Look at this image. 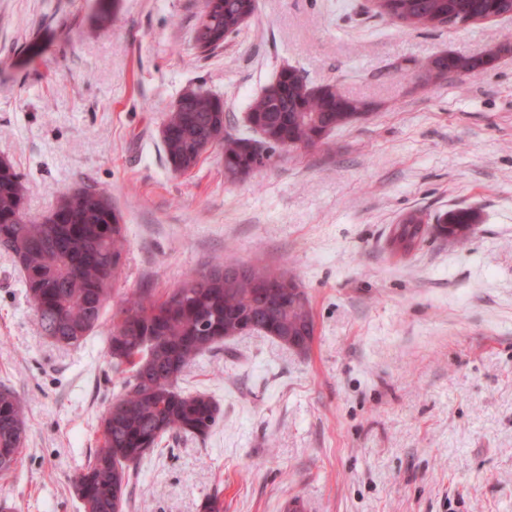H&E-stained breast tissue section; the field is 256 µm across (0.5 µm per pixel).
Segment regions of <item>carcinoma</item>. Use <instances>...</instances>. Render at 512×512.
<instances>
[{"instance_id": "1", "label": "carcinoma", "mask_w": 512, "mask_h": 512, "mask_svg": "<svg viewBox=\"0 0 512 512\" xmlns=\"http://www.w3.org/2000/svg\"><path fill=\"white\" fill-rule=\"evenodd\" d=\"M257 0H207L194 41L212 53L255 16ZM382 19L416 29L448 27L455 18L512 19V0H371ZM499 55L442 53L425 66L429 82L469 70L495 67ZM370 103L331 84L313 85L291 66L255 96L246 129L228 130L224 100L199 91L182 95L162 130L171 170L185 174L209 148L224 152V172L249 174L257 156L268 159L300 145L323 141L339 127L366 119ZM479 214L457 208L437 218L434 231L463 240ZM121 217L110 197L89 187L69 188L39 220L26 213V185L11 163L0 166V249L21 274L36 320L46 336L75 338L100 325L102 310L119 277L127 246ZM429 225L418 211L390 226L387 241L420 243ZM252 322L283 344L309 350L315 332L308 304L278 302L253 287L249 276L224 278V269L193 271L166 295L151 300L132 292L112 317L107 343L112 368L123 375V392L101 417L98 448L75 478L83 512H124L127 488L139 464L166 436L206 437L222 418L205 392H187L179 379L198 357L235 337L237 324ZM27 431L25 406L0 387V473L17 465Z\"/></svg>"}]
</instances>
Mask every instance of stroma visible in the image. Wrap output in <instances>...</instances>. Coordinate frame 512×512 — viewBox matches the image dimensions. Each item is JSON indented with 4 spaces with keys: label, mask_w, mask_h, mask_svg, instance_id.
I'll list each match as a JSON object with an SVG mask.
<instances>
[{
    "label": "stroma",
    "mask_w": 512,
    "mask_h": 512,
    "mask_svg": "<svg viewBox=\"0 0 512 512\" xmlns=\"http://www.w3.org/2000/svg\"><path fill=\"white\" fill-rule=\"evenodd\" d=\"M203 0H0V157L38 218L80 185L107 192L129 241L103 316L161 297L191 270L262 263L295 275L313 343L255 333L198 357L180 385L223 419L168 437L139 465L126 512H512V19L414 30L367 0H258L216 53ZM502 53L494 69L425 83L443 51ZM285 64L372 103L325 143L241 181L221 149L169 168L162 127L180 95L223 98L232 127ZM480 214L464 242L384 243L409 211ZM107 326L80 346L43 335L0 249V386L25 402L6 512H82L74 479L121 391Z\"/></svg>",
    "instance_id": "35a3bbf8"
}]
</instances>
